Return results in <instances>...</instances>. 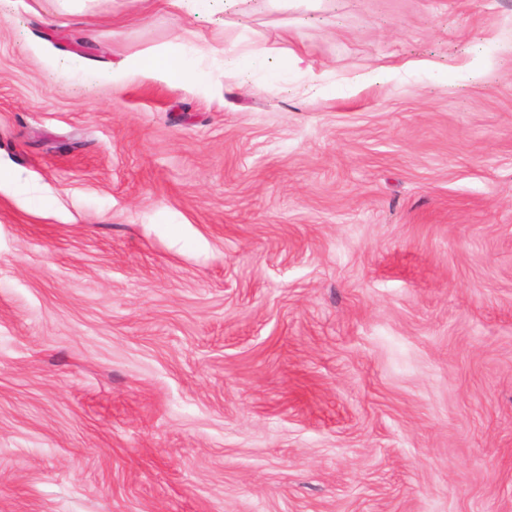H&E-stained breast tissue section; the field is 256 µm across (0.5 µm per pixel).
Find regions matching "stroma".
Here are the masks:
<instances>
[{
    "instance_id": "obj_1",
    "label": "stroma",
    "mask_w": 512,
    "mask_h": 512,
    "mask_svg": "<svg viewBox=\"0 0 512 512\" xmlns=\"http://www.w3.org/2000/svg\"><path fill=\"white\" fill-rule=\"evenodd\" d=\"M0 512H512V0H0ZM224 69L236 73L238 77L246 76L247 72L256 65H263L265 54L260 51H254L247 56H243L230 48H224ZM200 50H180L173 53H164L145 57L138 61L137 67L147 73L160 74L171 81H179L186 78H201L197 67V59L201 55Z\"/></svg>"
}]
</instances>
